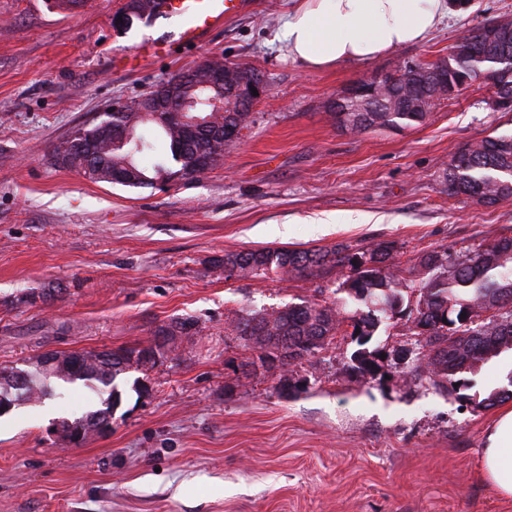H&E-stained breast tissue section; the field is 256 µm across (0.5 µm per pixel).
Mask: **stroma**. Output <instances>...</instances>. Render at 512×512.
<instances>
[{"mask_svg": "<svg viewBox=\"0 0 512 512\" xmlns=\"http://www.w3.org/2000/svg\"><path fill=\"white\" fill-rule=\"evenodd\" d=\"M126 0H0V369L48 352L138 348L173 319L197 331L130 371L112 429L71 446L55 425L97 410L84 382L0 416V512H512L477 474L512 351L468 374V398L412 381L402 319L372 343L390 362L362 378L349 336L281 368L248 365L233 334L249 311L304 300L363 311L326 279L224 274L227 252L395 242L420 252L512 236V201L448 196L452 153L512 130L481 82L423 125L351 133L333 101L403 62L448 56L472 28L512 18V0H468L422 44L370 63L309 72L280 39L289 0H251L204 49L130 73L112 53L148 34ZM220 59L256 69L269 91L223 165L142 187L96 183L54 163L56 144L118 100ZM147 388L137 395L133 382Z\"/></svg>", "mask_w": 512, "mask_h": 512, "instance_id": "1", "label": "stroma"}]
</instances>
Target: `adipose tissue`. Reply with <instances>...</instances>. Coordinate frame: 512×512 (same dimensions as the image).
Returning <instances> with one entry per match:
<instances>
[{"label":"adipose tissue","mask_w":512,"mask_h":512,"mask_svg":"<svg viewBox=\"0 0 512 512\" xmlns=\"http://www.w3.org/2000/svg\"><path fill=\"white\" fill-rule=\"evenodd\" d=\"M451 10L448 0H291L281 36L292 62L323 71L424 42ZM478 474L500 496L512 498L511 404L485 431Z\"/></svg>","instance_id":"obj_1"}]
</instances>
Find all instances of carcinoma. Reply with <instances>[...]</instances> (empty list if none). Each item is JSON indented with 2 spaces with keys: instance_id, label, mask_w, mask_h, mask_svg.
<instances>
[{
  "instance_id": "obj_1",
  "label": "carcinoma",
  "mask_w": 512,
  "mask_h": 512,
  "mask_svg": "<svg viewBox=\"0 0 512 512\" xmlns=\"http://www.w3.org/2000/svg\"><path fill=\"white\" fill-rule=\"evenodd\" d=\"M448 66V84L456 91L465 89L478 74L498 71L496 94L512 101V20L503 19L494 36L480 26L452 48L447 58L421 63V68ZM407 64L397 66L391 74L390 92L406 101L393 112L384 111L383 100L373 101V112H345L336 121L353 132L371 129L399 131L420 125L428 117L408 105L413 90L408 79ZM183 94L189 99L188 118L201 120L196 132L188 134L175 122L163 126L139 112H114L112 125L123 126L133 137L117 139L109 132H94L84 143L68 140L54 149V161L84 174L95 182H111L112 171L130 168L137 173V186L152 181L149 173L186 176L202 159L213 168L224 160V152L213 149L210 134L214 128L228 124L248 125L249 112H217L224 101V87L196 89L191 72ZM174 161L178 169L168 166ZM448 195L477 196L495 205L512 198V134L487 136L457 149L445 176ZM394 243L383 241L368 247L336 245L314 250L263 249L224 254L228 276L240 279L262 276L276 271L292 278L321 277L335 269L344 271L339 289L364 304L367 313L346 318L339 309L305 301L271 312H248L241 316L233 332L243 347L258 352L261 365L281 367L308 359L316 350L332 343L341 323L350 320L351 335L358 349L350 357L352 372L374 375L381 371L382 353L370 349L380 319L406 318L410 345L414 354L423 357L425 365L415 367L419 385L445 395H458L467 388L462 375L475 370L480 363L512 350V237L499 236L483 241L464 251L448 248L420 253L410 273L418 278L417 286H409L401 274L393 271L390 260ZM195 331L190 320H172L155 332V339L169 344L177 336ZM142 350L113 353L112 373L105 374L89 364L74 373L63 372L48 377L38 368L28 371V386L20 391L12 382L0 381V396H13L14 401H41L53 394V381L82 380L98 389L106 398L100 412L106 413L121 404L120 384L133 367L132 355ZM509 388L490 392L475 401L487 409L512 397V374Z\"/></svg>"
}]
</instances>
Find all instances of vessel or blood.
Returning a JSON list of instances; mask_svg holds the SVG:
<instances>
[{
	"mask_svg": "<svg viewBox=\"0 0 512 512\" xmlns=\"http://www.w3.org/2000/svg\"><path fill=\"white\" fill-rule=\"evenodd\" d=\"M243 7L244 0H163L159 15L180 18L177 30L143 37L130 50L115 54L112 64L128 68L169 56L178 48H202L208 33L223 26L225 19L236 16Z\"/></svg>",
	"mask_w": 512,
	"mask_h": 512,
	"instance_id": "vessel-or-blood-1",
	"label": "vessel or blood"
}]
</instances>
